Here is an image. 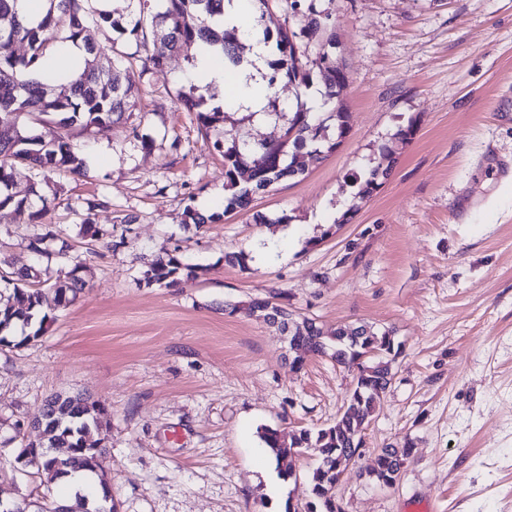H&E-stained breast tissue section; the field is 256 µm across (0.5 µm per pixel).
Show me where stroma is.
Returning a JSON list of instances; mask_svg holds the SVG:
<instances>
[{"instance_id":"1","label":"stroma","mask_w":512,"mask_h":512,"mask_svg":"<svg viewBox=\"0 0 512 512\" xmlns=\"http://www.w3.org/2000/svg\"><path fill=\"white\" fill-rule=\"evenodd\" d=\"M315 6L333 14L351 131L251 211L184 221L190 207L222 212L224 161L178 97L190 85L180 55L136 72L129 121L80 137L86 176L17 170L18 188L40 183L31 206L47 214L33 224L0 212V258L26 256L44 235L49 267L81 265L86 288L65 308L46 292L42 337L0 347V442L11 443L0 501H32L15 425L64 392L110 416L100 437L118 512H302L319 450L302 449L296 481L275 496L260 434L333 425L354 379L325 357L294 369L286 336L231 310L276 290L321 326L365 322L402 344L365 453L336 489L345 512H404L416 496L438 512H512V0ZM412 121L388 177L357 200L382 145ZM133 125L152 148L130 137ZM257 212L286 217V235ZM87 220L100 239L81 234ZM162 251L196 265V278L146 286ZM406 437L414 455L395 486L363 475Z\"/></svg>"}]
</instances>
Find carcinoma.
<instances>
[{"label":"carcinoma","mask_w":512,"mask_h":512,"mask_svg":"<svg viewBox=\"0 0 512 512\" xmlns=\"http://www.w3.org/2000/svg\"><path fill=\"white\" fill-rule=\"evenodd\" d=\"M310 5L303 7V2ZM20 0H0V211L12 208L21 212L30 207V197L39 195V184H29L24 192L16 190L15 171L26 168L38 174L50 170H66L86 175L84 160L74 142V133L106 135L112 126L132 112L130 90L137 61L155 68L165 66L168 59L181 54L195 65L198 45L220 47L224 60L233 65L243 61L242 43L236 29H226L217 21L224 15L225 0H125L126 12L115 13L96 6L98 0H46L41 19L30 23L19 13ZM259 14L254 27L262 30L264 40L275 45V58L269 61L268 87L281 80L308 89L319 80L325 88L320 101L312 103L302 95L291 111L280 108L268 96L267 115L280 125L279 136L250 144L233 134L236 121L226 112L215 87L193 84L179 91L185 107L197 111L204 144L224 158V214L248 208L254 196L265 193L273 184L304 174L305 166L296 162L300 156L322 161L335 150L350 131L349 112L336 103V35L331 29V14L318 10L314 0H283L284 11H305L307 24L300 30L277 19L271 0H256ZM93 23L110 44L112 62L103 65L101 49L89 44L85 35ZM129 34L144 55L128 54L116 47L111 33ZM27 44L28 52L16 56L9 49L12 41ZM70 42L80 45L84 55L73 61L69 71L47 75L43 64L47 56ZM65 80L68 93H55L53 83ZM54 123L56 135L45 139L37 127ZM389 169L373 168L358 191L365 199L380 186L379 178ZM221 219L218 213L206 215L195 209L185 212L184 223L198 227ZM0 270V346L21 347L36 340L43 332L47 316L40 315L44 289L31 287L40 278L32 265L14 269L3 261ZM80 266L60 269L54 283L57 303L68 305L82 290L84 281L78 275ZM195 268L175 255L164 252L148 262L145 279L149 284L172 287ZM17 303H12L11 299ZM231 311H242L288 335L290 348L297 352L295 363L304 356H325L336 365L355 372V385L350 391L336 423L313 433L303 430L290 442H280L275 430L267 429L262 441L276 458L283 461L280 476L295 477L292 458L301 449L314 445L321 463L312 470L306 482L304 512H336V485L348 471L349 463L360 456L364 432L374 418L376 405L391 385L394 363L401 344L393 332L380 331L358 322L326 329L312 319H298L288 307L271 299L254 298L240 302ZM31 325L35 330L26 336L9 337L11 327ZM45 415L37 429L42 435L43 457L26 459L41 484L51 485L61 477L77 471L103 472L100 460L107 449L92 433L109 423L107 410L96 401L77 395L52 394L45 400ZM413 442L380 450L369 470L377 483L392 487L399 480L413 456ZM101 496L91 500L75 492L73 504L61 505L42 496L35 502L37 512H99L117 507L100 482Z\"/></svg>","instance_id":"1"}]
</instances>
